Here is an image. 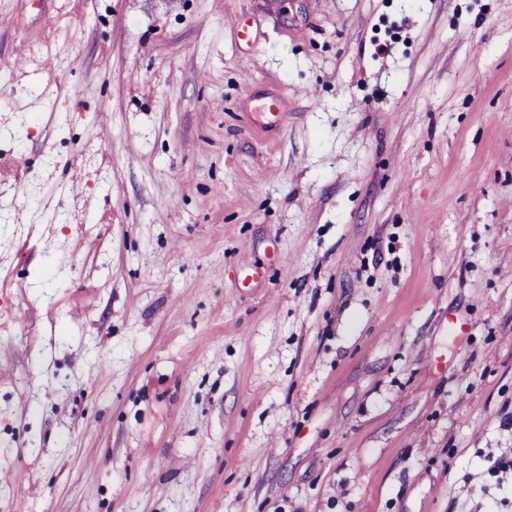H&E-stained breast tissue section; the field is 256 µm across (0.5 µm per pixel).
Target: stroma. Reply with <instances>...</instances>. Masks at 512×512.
<instances>
[{"instance_id":"obj_1","label":"stroma","mask_w":512,"mask_h":512,"mask_svg":"<svg viewBox=\"0 0 512 512\" xmlns=\"http://www.w3.org/2000/svg\"><path fill=\"white\" fill-rule=\"evenodd\" d=\"M511 448L512 0H0V512H512Z\"/></svg>"}]
</instances>
